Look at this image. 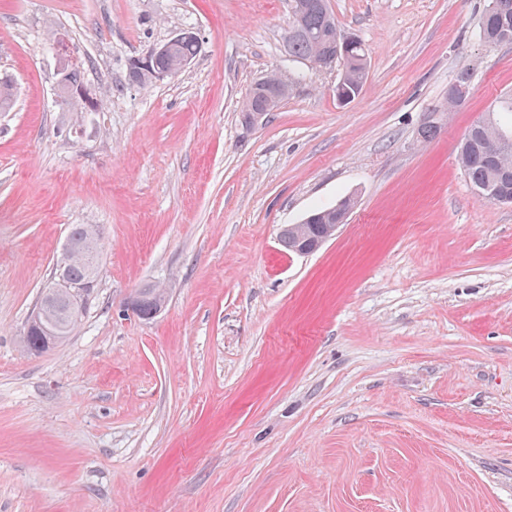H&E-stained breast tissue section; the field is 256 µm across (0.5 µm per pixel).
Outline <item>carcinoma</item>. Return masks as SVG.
I'll list each match as a JSON object with an SVG mask.
<instances>
[{
	"label": "carcinoma",
	"instance_id": "1",
	"mask_svg": "<svg viewBox=\"0 0 512 512\" xmlns=\"http://www.w3.org/2000/svg\"><path fill=\"white\" fill-rule=\"evenodd\" d=\"M498 2L486 8L480 21V34L490 43L504 37L512 39V0H489ZM301 22L288 43V56L296 61L320 60L336 42L338 26L327 0H303ZM200 53L199 44L193 39H184L174 45L169 55L156 60L159 69H175L185 60H193ZM345 82L336 93L358 97L362 91L366 70L367 53L363 47H353L344 61ZM268 84L257 82L251 88L243 107H259L265 102L280 77L273 73L264 77ZM459 163L471 187L485 194L496 195L504 187L503 176H508L512 187V94L499 99L487 117L475 122L467 130L459 147ZM336 222V208L317 210L307 216V222L289 224L281 234L285 249L294 248L305 241L325 237L329 225ZM69 257L62 274L72 283L83 284L98 279V266L88 259L91 252H99L100 242L95 227L91 224H75L68 237ZM136 314L143 319L152 318L158 306L165 301L160 288H142ZM69 304L63 295L43 296L39 305L42 310L40 322L27 324L22 336L23 347L31 354L46 350L45 342L54 339L59 343L71 335L77 322L67 318L65 310Z\"/></svg>",
	"mask_w": 512,
	"mask_h": 512
}]
</instances>
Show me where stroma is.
<instances>
[{"label": "stroma", "instance_id": "obj_1", "mask_svg": "<svg viewBox=\"0 0 512 512\" xmlns=\"http://www.w3.org/2000/svg\"><path fill=\"white\" fill-rule=\"evenodd\" d=\"M329 5L368 49L348 104L288 56L289 0H0V512H512V205L458 163L512 45L487 0ZM181 31L201 53L132 82ZM58 38L95 111L61 103ZM273 72L299 85L246 126ZM347 197L318 251L283 247ZM75 224L103 231L98 287L27 353ZM497 0H489L480 21V34L487 42L498 44L499 39L509 37L512 43V0L498 1V5L492 8L491 3ZM350 210L347 204L341 202L337 209L334 206L311 213L303 219V221L308 219L306 223L288 224L281 234L284 248L294 252V248L305 241L324 238L328 232L329 224H333L330 234L337 230L341 224L346 223ZM141 297L136 314L143 319L152 318L160 304H164L165 295L161 288H142L138 291Z\"/></svg>", "mask_w": 512, "mask_h": 512}]
</instances>
